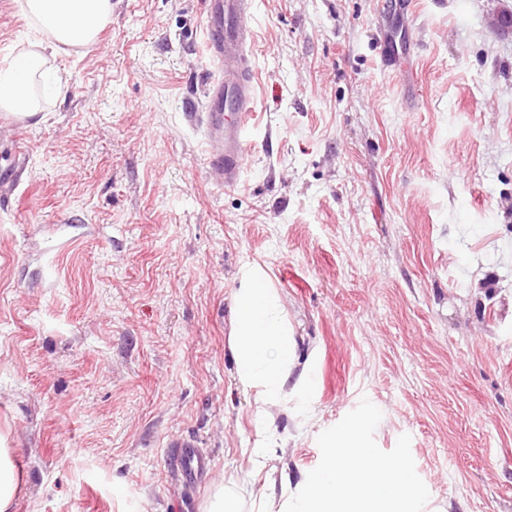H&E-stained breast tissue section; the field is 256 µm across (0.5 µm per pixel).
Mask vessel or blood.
<instances>
[{"label": "vessel or blood", "mask_w": 512, "mask_h": 512, "mask_svg": "<svg viewBox=\"0 0 512 512\" xmlns=\"http://www.w3.org/2000/svg\"><path fill=\"white\" fill-rule=\"evenodd\" d=\"M254 0H205V47L216 68L200 111L191 118L204 130L207 164L225 186L239 184L256 103L250 17ZM172 462L187 487L202 479L209 459L194 440L174 441Z\"/></svg>", "instance_id": "b4317fda"}]
</instances>
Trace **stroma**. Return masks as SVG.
<instances>
[{
  "label": "stroma",
  "mask_w": 512,
  "mask_h": 512,
  "mask_svg": "<svg viewBox=\"0 0 512 512\" xmlns=\"http://www.w3.org/2000/svg\"><path fill=\"white\" fill-rule=\"evenodd\" d=\"M39 120L0 112V430L14 512H205L253 448L299 483L361 399L437 512H512V0H256L241 182L186 114L204 0H114ZM0 0V63L30 50ZM312 366L256 427L229 343L243 265ZM211 465L196 492L169 445ZM313 390V381L306 368L293 384L291 394L297 399L298 409L305 415H311V393ZM14 448H7L6 437L0 436V512H13L15 500L22 492L17 473Z\"/></svg>",
  "instance_id": "stroma-1"
}]
</instances>
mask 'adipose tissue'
<instances>
[{
    "label": "adipose tissue",
    "instance_id": "adipose-tissue-1",
    "mask_svg": "<svg viewBox=\"0 0 512 512\" xmlns=\"http://www.w3.org/2000/svg\"><path fill=\"white\" fill-rule=\"evenodd\" d=\"M22 11L37 35V47L0 67V110L32 119L39 107L28 93L31 80L40 78L48 91L57 80L56 70L45 65L41 45L67 54L94 43L112 18V0H23ZM233 301L237 384L252 394L256 415H264L267 405L287 391L301 413L311 414L313 381L306 371L291 375L297 362L294 332L282 319L279 298L260 266L243 268Z\"/></svg>",
    "mask_w": 512,
    "mask_h": 512
}]
</instances>
